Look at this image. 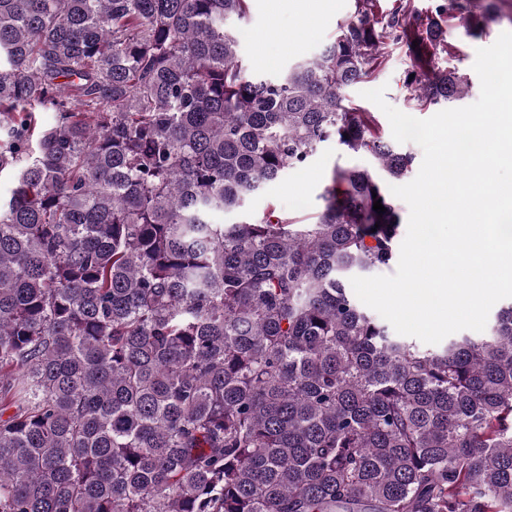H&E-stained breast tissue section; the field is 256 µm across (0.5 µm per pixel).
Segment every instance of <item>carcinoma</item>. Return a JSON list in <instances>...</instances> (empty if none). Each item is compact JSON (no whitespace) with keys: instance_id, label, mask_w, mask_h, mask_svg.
I'll return each mask as SVG.
<instances>
[{"instance_id":"cac0c4a2","label":"carcinoma","mask_w":512,"mask_h":512,"mask_svg":"<svg viewBox=\"0 0 512 512\" xmlns=\"http://www.w3.org/2000/svg\"><path fill=\"white\" fill-rule=\"evenodd\" d=\"M497 2L355 0L269 79L250 0H0V512H512V305L430 350L358 302L413 157L344 104L401 41L418 105L460 99L444 23ZM329 141L384 175L212 221Z\"/></svg>"}]
</instances>
